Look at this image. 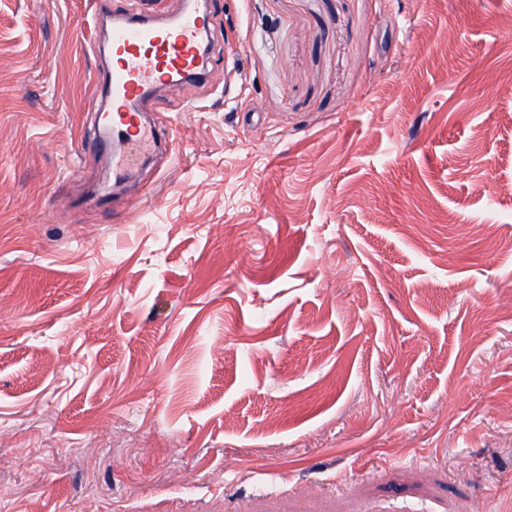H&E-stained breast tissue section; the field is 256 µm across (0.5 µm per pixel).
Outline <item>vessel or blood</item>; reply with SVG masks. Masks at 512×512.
I'll return each instance as SVG.
<instances>
[{
	"instance_id": "b4317fda",
	"label": "vessel or blood",
	"mask_w": 512,
	"mask_h": 512,
	"mask_svg": "<svg viewBox=\"0 0 512 512\" xmlns=\"http://www.w3.org/2000/svg\"><path fill=\"white\" fill-rule=\"evenodd\" d=\"M210 37V16L199 0H186L180 13L161 22L131 10L113 13L105 75L112 107L99 113L98 138L82 145L111 153L113 184L132 179L157 145L160 132L146 113L154 88L199 75Z\"/></svg>"
}]
</instances>
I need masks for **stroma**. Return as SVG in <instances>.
<instances>
[{"label": "stroma", "mask_w": 512, "mask_h": 512, "mask_svg": "<svg viewBox=\"0 0 512 512\" xmlns=\"http://www.w3.org/2000/svg\"><path fill=\"white\" fill-rule=\"evenodd\" d=\"M181 3L0 0V512H512V0H210L114 190ZM210 37L209 13L195 0L184 2L180 13L161 22L131 10L112 13L111 60L105 75L112 109L98 111L99 137L82 142V149L112 150L113 185L132 179L160 140V131L144 113L154 88H174L201 76L202 49Z\"/></svg>", "instance_id": "obj_1"}]
</instances>
